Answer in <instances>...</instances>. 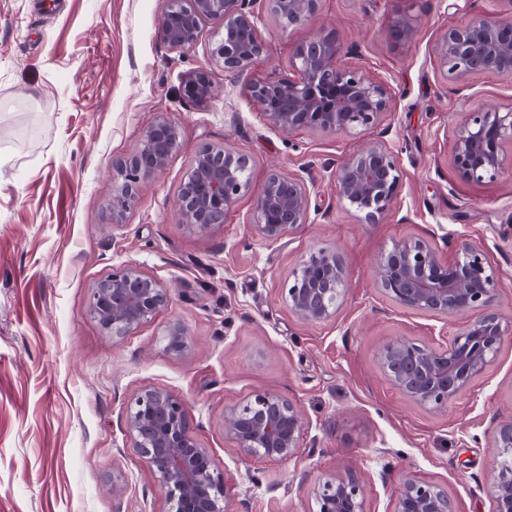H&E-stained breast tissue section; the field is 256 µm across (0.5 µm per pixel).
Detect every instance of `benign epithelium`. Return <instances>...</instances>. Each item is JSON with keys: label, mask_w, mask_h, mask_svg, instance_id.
I'll return each instance as SVG.
<instances>
[{"label": "benign epithelium", "mask_w": 512, "mask_h": 512, "mask_svg": "<svg viewBox=\"0 0 512 512\" xmlns=\"http://www.w3.org/2000/svg\"><path fill=\"white\" fill-rule=\"evenodd\" d=\"M252 0H171L159 24L163 42L172 49L192 45L201 22L217 20L222 36L211 52L226 72L243 73L266 53ZM511 16L477 15L450 29L437 47L440 66L455 81L482 73L512 77ZM319 0H266L267 9L283 29L302 25L316 13ZM330 36H313L294 52L295 77L259 79L248 93L272 125L291 132L307 128L322 133L365 131L391 112L390 88L364 74L346 69ZM182 94L196 104L211 100L216 89L204 69L188 74ZM180 132L171 118L159 115L145 127L139 146L116 162L118 184L112 201V223L136 203L142 183L156 178L179 147ZM512 142V110L488 105L469 112L455 140L452 165L463 181L494 179L512 167L503 145ZM250 159L209 145L193 157L177 195L182 224L206 232L224 223L237 200L252 189ZM336 197L362 224L378 223L388 211L400 185L398 158L393 149L374 142L342 161L335 173ZM311 197L304 181L279 171L268 172L256 195L254 227L260 237L276 243L307 223ZM455 260H441L438 250L421 238L393 243L377 265L379 288L399 306L431 314L463 316L479 312L448 346L434 348L408 337L386 343L379 362L389 382L412 402L445 410L473 381L494 365L512 320L496 309L499 275L475 244L450 243ZM169 285L133 264L112 271L89 289V311L104 333L114 339L130 335L164 309L172 298ZM348 273L336 249L318 248L293 269L284 288L288 308L301 320L318 323L336 316L346 300ZM166 349L182 354L187 329L179 321L165 332ZM126 428L133 448L154 472L169 502V512H233L219 470L208 451L192 434L185 401L157 388L143 389L130 403ZM224 428L244 457L289 460L304 434V414L293 402L271 392H256L229 407ZM499 462L486 479L495 512H512V419L493 434ZM318 512H366L363 486L348 472L329 474L315 492ZM395 512H453L451 500L439 486L405 479Z\"/></svg>", "instance_id": "benign-epithelium-1"}]
</instances>
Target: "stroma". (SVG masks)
Returning a JSON list of instances; mask_svg holds the SVG:
<instances>
[{"label":"stroma","instance_id":"obj_1","mask_svg":"<svg viewBox=\"0 0 512 512\" xmlns=\"http://www.w3.org/2000/svg\"><path fill=\"white\" fill-rule=\"evenodd\" d=\"M168 8L169 0H0V512H168L126 433L127 406L148 387L184 399L233 512H314L319 482L346 470L363 484L367 512H394L408 475L444 489L455 512H493L485 478L497 463L493 433L512 418V335L447 410L421 407L389 383L380 348L401 336L444 347L467 319L400 307L375 269L402 239H428L447 261L455 255L444 237L467 239L497 269V308L512 320V173L466 182L450 164L465 113L487 103L512 109V77L456 82L436 55L445 32L502 11V0H320L287 31L254 0L267 53L241 74L211 58L218 21H204L193 45L169 48L158 34ZM404 18L416 30L408 43L393 36ZM329 33L344 67L389 86L391 112L357 133L277 130L249 83L291 74L297 45ZM200 68L219 90L203 105L180 94ZM161 114L178 122L181 146L113 227L114 165ZM370 141L397 152L401 181L380 222L362 224L338 202L334 174ZM215 144L250 158L254 186L274 164L302 177L307 224L282 242L262 240L249 193L223 224L187 231L176 196L192 156ZM321 247L342 253L349 294L335 319L306 323L282 290ZM125 264L177 290L115 341L90 315L88 292ZM174 321L188 331L180 356L166 349ZM258 391L302 409L294 458L243 457L225 434V409Z\"/></svg>","mask_w":512,"mask_h":512}]
</instances>
